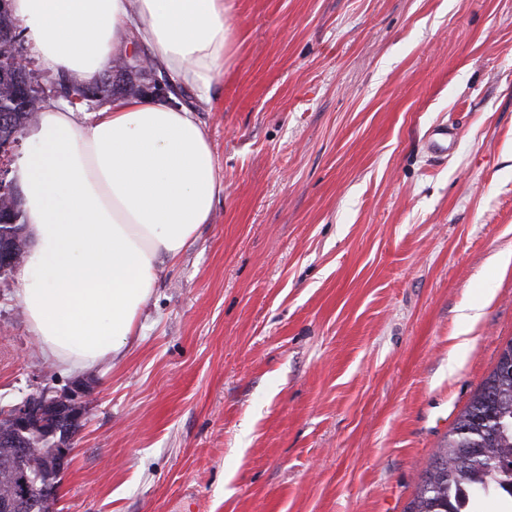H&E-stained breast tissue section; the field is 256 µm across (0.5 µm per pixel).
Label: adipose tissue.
Instances as JSON below:
<instances>
[{
    "label": "adipose tissue",
    "instance_id": "ef3b65f1",
    "mask_svg": "<svg viewBox=\"0 0 512 512\" xmlns=\"http://www.w3.org/2000/svg\"><path fill=\"white\" fill-rule=\"evenodd\" d=\"M39 66L98 80L135 28L173 83L203 100L224 70V0H10ZM11 177L30 243L19 298L40 351L82 370L121 355L163 264L212 217L219 175L193 112L116 96L92 121L67 102L26 127Z\"/></svg>",
    "mask_w": 512,
    "mask_h": 512
}]
</instances>
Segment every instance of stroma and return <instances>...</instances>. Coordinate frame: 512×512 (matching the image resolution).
Returning a JSON list of instances; mask_svg holds the SVG:
<instances>
[{
  "instance_id": "1",
  "label": "stroma",
  "mask_w": 512,
  "mask_h": 512,
  "mask_svg": "<svg viewBox=\"0 0 512 512\" xmlns=\"http://www.w3.org/2000/svg\"><path fill=\"white\" fill-rule=\"evenodd\" d=\"M225 2L210 223L83 371L0 276V407L88 389L60 512H406L512 340V0Z\"/></svg>"
}]
</instances>
